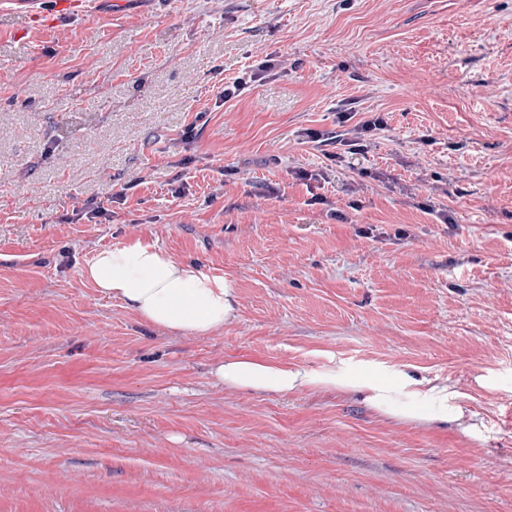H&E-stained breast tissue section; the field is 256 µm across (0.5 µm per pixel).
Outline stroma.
Masks as SVG:
<instances>
[{
	"mask_svg": "<svg viewBox=\"0 0 512 512\" xmlns=\"http://www.w3.org/2000/svg\"><path fill=\"white\" fill-rule=\"evenodd\" d=\"M344 111L383 118L366 152L310 141ZM87 199L111 219L63 223ZM135 241L223 279V328L85 277ZM234 357L397 368L462 415L229 387ZM0 512H512V0L0 16Z\"/></svg>",
	"mask_w": 512,
	"mask_h": 512,
	"instance_id": "35a3bbf8",
	"label": "stroma"
}]
</instances>
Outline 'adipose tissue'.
<instances>
[{
  "label": "adipose tissue",
  "instance_id": "obj_1",
  "mask_svg": "<svg viewBox=\"0 0 512 512\" xmlns=\"http://www.w3.org/2000/svg\"><path fill=\"white\" fill-rule=\"evenodd\" d=\"M105 294L124 301L145 321L174 331L207 334L223 326L233 311L232 292L223 280L175 261L161 248L133 243L100 251L85 270ZM224 384L253 391L288 394L301 387L347 385L365 391L371 405L387 413L416 419L422 405H431L438 419L460 415L447 389L420 390L410 375L393 371L355 377L332 372L309 373L251 358H230L216 366Z\"/></svg>",
  "mask_w": 512,
  "mask_h": 512
}]
</instances>
